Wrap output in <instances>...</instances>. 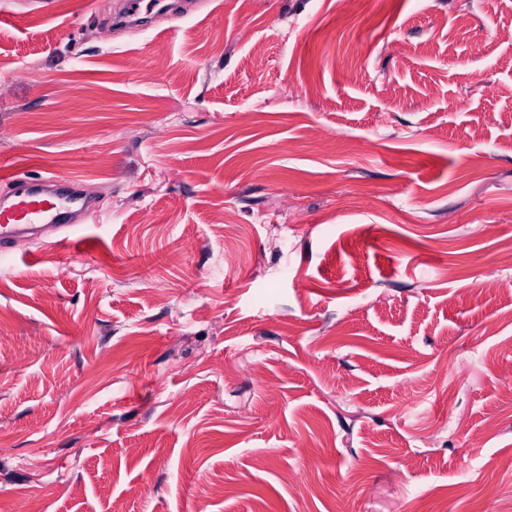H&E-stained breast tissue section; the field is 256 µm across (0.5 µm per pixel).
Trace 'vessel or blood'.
Here are the masks:
<instances>
[{
    "instance_id": "b4317fda",
    "label": "vessel or blood",
    "mask_w": 512,
    "mask_h": 512,
    "mask_svg": "<svg viewBox=\"0 0 512 512\" xmlns=\"http://www.w3.org/2000/svg\"><path fill=\"white\" fill-rule=\"evenodd\" d=\"M13 199L0 206V244L17 239H33L45 226L60 232L59 246L77 247L80 239L73 233V214L92 212L91 201L72 187L68 178L58 175L38 178L13 177Z\"/></svg>"
}]
</instances>
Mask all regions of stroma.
Segmentation results:
<instances>
[{"mask_svg":"<svg viewBox=\"0 0 512 512\" xmlns=\"http://www.w3.org/2000/svg\"><path fill=\"white\" fill-rule=\"evenodd\" d=\"M117 6L0 0V512H512V0ZM11 181L13 199L0 207V244L33 239L40 228L48 226L61 233L59 246L76 248L81 239L74 235L70 218L92 212L93 205L71 186L73 180L52 174L38 178L14 175Z\"/></svg>","mask_w":512,"mask_h":512,"instance_id":"stroma-1","label":"stroma"}]
</instances>
